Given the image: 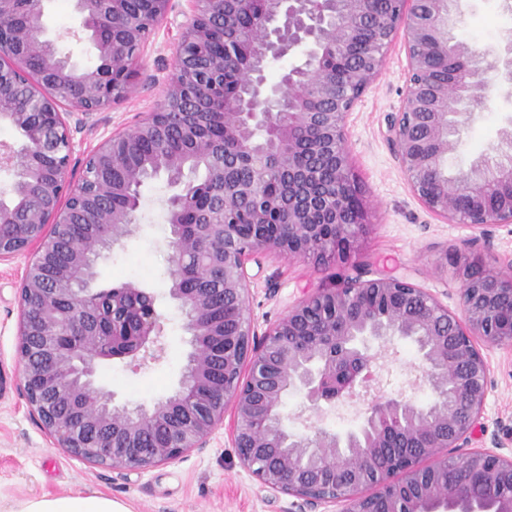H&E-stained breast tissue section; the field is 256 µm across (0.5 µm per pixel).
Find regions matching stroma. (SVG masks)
Returning a JSON list of instances; mask_svg holds the SVG:
<instances>
[{
  "instance_id": "35a3bbf8",
  "label": "stroma",
  "mask_w": 512,
  "mask_h": 512,
  "mask_svg": "<svg viewBox=\"0 0 512 512\" xmlns=\"http://www.w3.org/2000/svg\"><path fill=\"white\" fill-rule=\"evenodd\" d=\"M456 38L487 58H494L506 35L512 33V0H462ZM45 25L59 48L80 66L94 64L88 40L74 37L78 27L75 0H46ZM177 10L167 23L152 30L137 58L138 75L131 91L72 132L69 173L81 179L87 155L113 131L134 125L140 113L151 111L167 93L177 50ZM409 59L402 38L389 45L381 74L366 90L347 118V147L354 171L371 208L372 224L356 259L366 262L370 277L392 271L407 275L450 310L460 304L459 262L464 255L480 257L488 269L512 252V224L494 229L493 246H467L472 232L448 224L413 196L386 137V118L397 111L407 89ZM490 86L482 109L470 112L467 101L458 111L470 112L447 170L456 176L491 152L500 132L512 125V84L498 72L485 76ZM165 176L140 188L143 205L130 236L102 251L95 261L93 289L131 282L150 292L162 316L163 350L138 368L120 362L98 364L95 381L114 391L120 403L152 406L172 396L184 373L191 350L186 318L171 299L167 286L174 266L166 202L175 194ZM355 259V260H356ZM28 262L20 255L0 262V506L33 495H65L77 490L102 492L129 505L133 512H289L291 497L262 488L240 464L232 441L233 413L212 434L207 447L180 459L143 471H116L72 456L52 441L30 413L17 365L18 285ZM353 262V261H352ZM343 259L327 267L307 259H290L270 252L248 261L252 277L249 313L257 331L284 317L306 289L332 286L351 270ZM489 368V384L481 428L472 447L489 445L492 435L512 430V351L479 342ZM420 353L412 340L394 337L387 354L374 367L370 392L336 403L312 415L302 393H290L285 412L288 428L304 431L308 422L336 433L357 430L372 396L383 394L411 400L419 406L433 402L430 387L419 384L415 366Z\"/></svg>"
}]
</instances>
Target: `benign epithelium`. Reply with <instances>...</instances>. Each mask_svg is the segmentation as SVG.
Segmentation results:
<instances>
[{
	"mask_svg": "<svg viewBox=\"0 0 512 512\" xmlns=\"http://www.w3.org/2000/svg\"><path fill=\"white\" fill-rule=\"evenodd\" d=\"M10 1L22 3L0 0V120L20 130L24 143L18 151L0 147V169L14 171L15 183L33 182L36 189L13 193L9 204L0 200V261L32 252L19 283L21 380L30 411L55 447L114 470H145L206 447L229 406L241 465L262 486L312 508L340 503L341 512H512V455L498 452L500 439L492 440L491 449L453 454L468 444L484 412L489 371L476 339L512 350L511 277L463 261L455 312L406 276L368 279L363 265L356 264L355 275L331 288L311 289L261 334L247 313L246 263L257 255L269 251L304 259L331 226L336 253L358 252L370 217L346 147L347 117L379 76L385 51L400 32L409 80L400 108L388 116V140L412 194L432 214L469 228L472 246L490 247L491 228L512 224V196L494 209L485 204L498 183L512 182V129L500 133L494 155L479 160L470 173L450 178L444 171L458 133L448 101L488 90L477 79L480 59L469 44H448V13L459 0H387L391 10L384 24L374 8L379 0H224L234 8L224 11V27L257 2L264 21L252 53L244 56L231 40L224 41V66L237 70L243 91L221 102L224 140L234 149L224 152V167L212 171L211 183L220 186L226 213L260 194L262 179L274 168L282 190L266 197L264 207L250 209V216L257 230L271 214L284 216L283 234L276 242L260 234L246 241L226 218L206 217L214 232L194 252L197 278L205 279L214 266L224 270V308L238 313L235 333L224 335V325L209 315L206 289L185 287L175 268L169 296L186 314L191 345L186 371L174 395L131 412L115 407L114 395L97 387L94 375L100 361L158 345L161 316L154 296L128 285L113 290L114 305L137 298L130 311L138 325L129 340L114 335L110 345L92 310L99 294L86 288L66 308L60 298L71 293L74 279L88 276L85 257L130 233L135 214L129 209H114L106 223H98L103 199L122 192L123 173L139 168L134 142L148 130L166 128L173 113L160 104L88 155L87 161L121 176L110 182L86 175L72 181L69 119L80 127L128 90L135 70L126 63L127 48H141L146 34L127 22V0H111L110 14L93 8L97 0H76L83 16L79 32L96 51L95 65L79 68L50 41L32 40L44 29L43 7L5 17ZM148 2L153 26L162 25L173 0ZM185 2L170 95L194 82L210 28L204 9L209 0ZM356 22L374 38L368 48L354 52ZM303 45L308 46L304 64L267 85L269 61ZM450 53L469 60L476 80L433 81L428 58ZM330 58L347 61L342 91L323 64ZM32 59L38 66L30 71ZM65 105L71 111H61ZM303 149L308 162L300 165L295 155ZM48 151L55 153L52 166L23 164L24 158ZM324 159L336 166L334 183L321 178ZM155 167L178 182L185 163L162 156ZM83 213L93 223L81 229L91 234L63 242L52 233ZM325 307L334 310V320L314 317ZM393 336L421 340L417 369L435 395L432 404L417 407L380 396L368 404L357 432L288 431V392L302 391L316 408L359 395L372 379L371 343L382 345ZM154 431L166 442L147 444ZM450 467L457 470L455 482H441Z\"/></svg>",
	"mask_w": 512,
	"mask_h": 512,
	"instance_id": "obj_1",
	"label": "benign epithelium"
}]
</instances>
